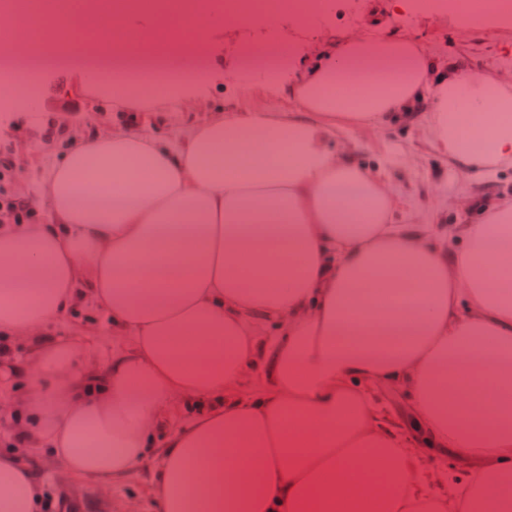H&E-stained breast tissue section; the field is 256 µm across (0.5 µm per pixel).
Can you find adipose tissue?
<instances>
[{"label":"adipose tissue","instance_id":"obj_1","mask_svg":"<svg viewBox=\"0 0 512 512\" xmlns=\"http://www.w3.org/2000/svg\"><path fill=\"white\" fill-rule=\"evenodd\" d=\"M293 107L134 121L54 158L48 210L0 221V340L88 304L131 337L97 376L36 350L19 414L84 479L162 444L160 512H512V194L448 241L397 221L346 128L419 122L454 168L512 165V82L413 40L353 35L288 57ZM261 389L239 393L247 373ZM409 401L394 423L380 395ZM195 399L168 429L164 412ZM464 466L432 468L427 449ZM35 473L0 455V512H41Z\"/></svg>","mask_w":512,"mask_h":512}]
</instances>
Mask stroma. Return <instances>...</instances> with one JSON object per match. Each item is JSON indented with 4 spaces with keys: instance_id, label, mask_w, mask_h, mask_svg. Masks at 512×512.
I'll list each match as a JSON object with an SVG mask.
<instances>
[{
    "instance_id": "1",
    "label": "stroma",
    "mask_w": 512,
    "mask_h": 512,
    "mask_svg": "<svg viewBox=\"0 0 512 512\" xmlns=\"http://www.w3.org/2000/svg\"><path fill=\"white\" fill-rule=\"evenodd\" d=\"M383 2L333 0L326 21L303 25L287 18L272 25H214L199 53L185 54L172 48L150 53L149 58L153 65L181 77L193 71L214 72V79L195 94L193 117L197 121L208 120L218 107L277 112L287 106L283 97L265 83L249 92L241 90L229 76V69L249 66L257 58L263 59L269 72L285 69L283 46L293 45L295 53L302 54L326 39L366 31L370 11ZM406 2L402 12L382 16L378 34L409 37L448 60L464 59L467 72L477 78L492 74L512 77V22L490 29L465 27L454 13L419 7L418 0ZM75 67L71 59L62 63L49 60L37 66L33 74L38 85L36 107L0 111V152L11 151L16 165L9 188L22 198H36L37 183L54 153L55 141L45 131L47 121H54L76 141L112 130L111 111L96 99L94 87L78 83ZM341 145L355 160L384 167L404 202L401 220L406 224L451 227L466 223L474 216L475 203L493 201L502 188L512 184V167L469 174L449 166L414 125L386 123L348 129L341 134ZM47 343L71 345L90 375L99 374L113 355L132 346L128 338L113 335L107 314L95 306L67 320L49 322L38 335L11 339L8 353L0 355V453L14 452L35 470L48 498L46 512H56L55 504L62 494L79 504V512H158L150 490L155 456H148L124 476L84 480L69 473L33 440H15L23 425L17 416L21 379L13 368Z\"/></svg>"
}]
</instances>
